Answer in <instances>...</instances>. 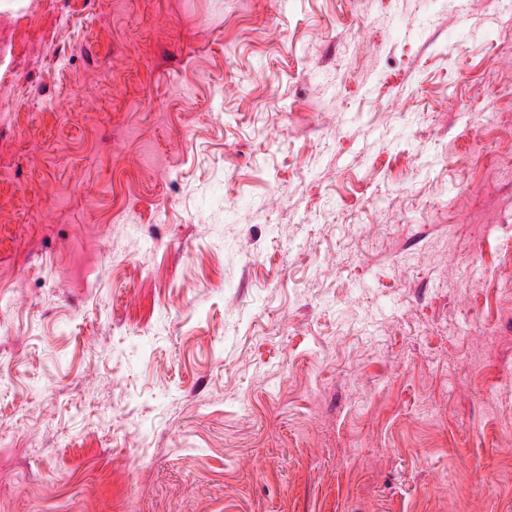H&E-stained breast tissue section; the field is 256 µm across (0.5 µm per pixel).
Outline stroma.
I'll use <instances>...</instances> for the list:
<instances>
[{
  "label": "stroma",
  "mask_w": 512,
  "mask_h": 512,
  "mask_svg": "<svg viewBox=\"0 0 512 512\" xmlns=\"http://www.w3.org/2000/svg\"><path fill=\"white\" fill-rule=\"evenodd\" d=\"M0 512H512V0H0ZM29 40L24 39L17 30L0 34V60L6 62L5 72L13 70L15 63L22 53H27Z\"/></svg>",
  "instance_id": "35a3bbf8"
}]
</instances>
